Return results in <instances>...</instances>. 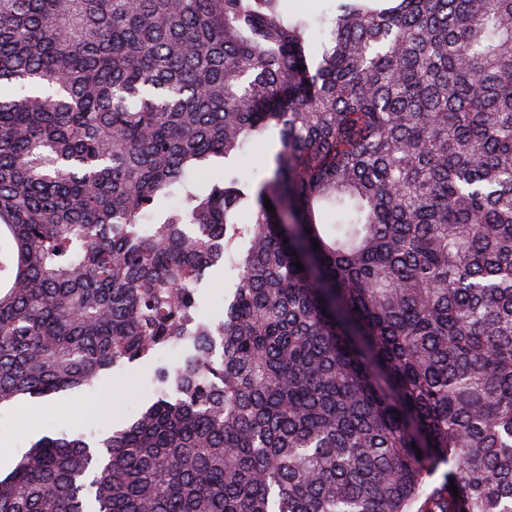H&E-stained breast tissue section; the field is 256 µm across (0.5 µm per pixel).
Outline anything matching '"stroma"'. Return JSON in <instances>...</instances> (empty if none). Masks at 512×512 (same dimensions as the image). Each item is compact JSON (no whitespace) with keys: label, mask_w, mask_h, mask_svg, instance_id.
I'll use <instances>...</instances> for the list:
<instances>
[{"label":"stroma","mask_w":512,"mask_h":512,"mask_svg":"<svg viewBox=\"0 0 512 512\" xmlns=\"http://www.w3.org/2000/svg\"><path fill=\"white\" fill-rule=\"evenodd\" d=\"M277 136L247 145L236 161L239 175L258 181L269 176ZM155 391L153 368L133 365L102 374L95 389L65 390L46 398L24 397L0 408V475L42 437L57 433L105 437L138 417Z\"/></svg>","instance_id":"stroma-1"}]
</instances>
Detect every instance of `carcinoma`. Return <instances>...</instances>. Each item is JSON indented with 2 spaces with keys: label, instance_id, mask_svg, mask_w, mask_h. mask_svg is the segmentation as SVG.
<instances>
[{
  "label": "carcinoma",
  "instance_id": "obj_1",
  "mask_svg": "<svg viewBox=\"0 0 512 512\" xmlns=\"http://www.w3.org/2000/svg\"><path fill=\"white\" fill-rule=\"evenodd\" d=\"M334 2L0 0V407L186 348L0 512H512V0ZM333 0H280V8L289 18L310 19L330 14ZM279 147L277 133L247 145L236 161L239 175L246 180L258 181L270 175V156ZM234 282V272L228 267L212 278L209 287L202 292L199 315L205 319H220L224 316V296Z\"/></svg>",
  "mask_w": 512,
  "mask_h": 512
}]
</instances>
